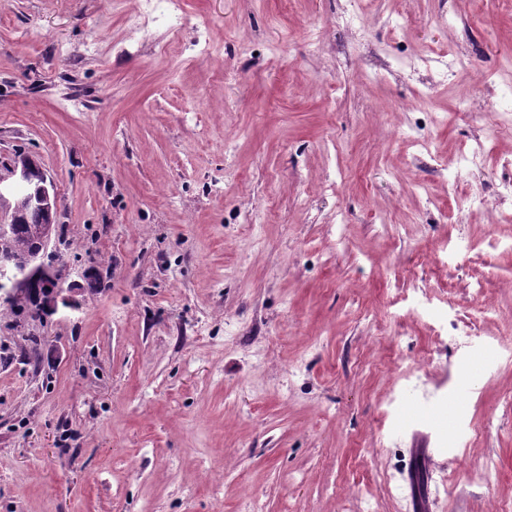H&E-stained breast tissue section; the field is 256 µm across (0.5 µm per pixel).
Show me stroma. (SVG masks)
Returning a JSON list of instances; mask_svg holds the SVG:
<instances>
[{
  "instance_id": "35a3bbf8",
  "label": "stroma",
  "mask_w": 512,
  "mask_h": 512,
  "mask_svg": "<svg viewBox=\"0 0 512 512\" xmlns=\"http://www.w3.org/2000/svg\"><path fill=\"white\" fill-rule=\"evenodd\" d=\"M135 5L0 0V172L53 182L80 302L0 307V512L512 504V200L442 172L494 120L512 4L185 0L136 34ZM448 47L447 83L395 66Z\"/></svg>"
}]
</instances>
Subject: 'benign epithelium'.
Here are the masks:
<instances>
[{
  "mask_svg": "<svg viewBox=\"0 0 512 512\" xmlns=\"http://www.w3.org/2000/svg\"><path fill=\"white\" fill-rule=\"evenodd\" d=\"M0 206L13 213L23 206L37 210L52 217L57 209V195L54 185L45 171L39 178H33V165L28 156L17 155L8 174H0ZM62 240L48 227L39 246L21 263L0 259V301L19 303L26 299L27 284L37 278L46 284L48 294L46 309L57 311L58 306L74 309L75 298L63 293L60 283L66 278L67 271L57 264Z\"/></svg>",
  "mask_w": 512,
  "mask_h": 512,
  "instance_id": "1",
  "label": "benign epithelium"
}]
</instances>
